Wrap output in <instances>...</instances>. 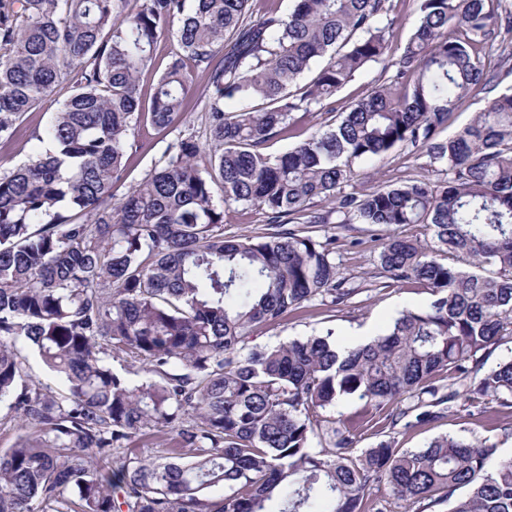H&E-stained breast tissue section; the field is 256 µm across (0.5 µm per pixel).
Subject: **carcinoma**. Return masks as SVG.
<instances>
[{
  "label": "carcinoma",
  "instance_id": "1",
  "mask_svg": "<svg viewBox=\"0 0 512 512\" xmlns=\"http://www.w3.org/2000/svg\"><path fill=\"white\" fill-rule=\"evenodd\" d=\"M130 2L0 0V140L71 84L33 132L45 151L0 175V405L29 429L0 453V512H363L374 484L420 509L468 487L451 512H512V459L494 460V445L441 435L355 457L358 429L324 416L352 396L391 408V429L487 397L512 408V357L487 370L482 358L512 335V89L438 137L471 93L495 90L486 58L497 41L507 50L512 0H412L399 50L389 0H290L260 15L253 0ZM173 21L178 51L144 113L139 76ZM380 61L392 85L292 150L262 152L295 113L336 111V92ZM190 67L211 88V149L169 144L115 199L140 117L158 133L184 118ZM400 145L445 179L343 192L357 162ZM237 206L263 211L268 231L225 236ZM333 222L425 225L424 242L383 238L378 287L422 284L433 299L363 344L329 329L250 346L256 323L355 295L336 239L307 232ZM26 348L63 389L19 385ZM114 353L147 378L114 372ZM444 373L452 383L437 384ZM168 432L173 448H126Z\"/></svg>",
  "mask_w": 512,
  "mask_h": 512
}]
</instances>
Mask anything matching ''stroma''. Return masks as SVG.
Returning a JSON list of instances; mask_svg holds the SVG:
<instances>
[{
  "mask_svg": "<svg viewBox=\"0 0 512 512\" xmlns=\"http://www.w3.org/2000/svg\"><path fill=\"white\" fill-rule=\"evenodd\" d=\"M392 70L383 63L372 62L358 71L353 79L336 94L337 106L353 103L374 86L390 82ZM208 104L207 79L200 74L192 76V92L187 99L185 119L164 134H156L150 125H142L138 140L140 149L128 161L126 186L136 185L158 162L166 147L177 138L196 135L200 142L209 139L205 122ZM52 108L43 105L26 113L14 124L11 141L0 143V174L28 163L39 151L38 142L31 134L35 127L44 125ZM427 158L410 147H401L386 155L360 161L355 166L358 179L364 187L387 185L406 177L424 175ZM317 237L332 236L336 239L335 261L345 279L362 291L351 303L340 308H330L315 303L294 311L277 324H260L253 328V342L258 346L275 345L283 341L319 335L334 330L337 341L362 343L390 326L398 315L407 309L427 304L430 290L412 286L375 288L371 277L378 266L380 245L378 233L367 224H323ZM332 417H344L350 424L359 425L357 451L374 447L380 441H393L400 450L424 447L440 435H451L493 444L501 459L512 458V412H489L467 415L451 412L431 425L411 429H389L365 422V404L355 398L340 402L331 412Z\"/></svg>",
  "mask_w": 512,
  "mask_h": 512,
  "instance_id": "1",
  "label": "stroma"
}]
</instances>
